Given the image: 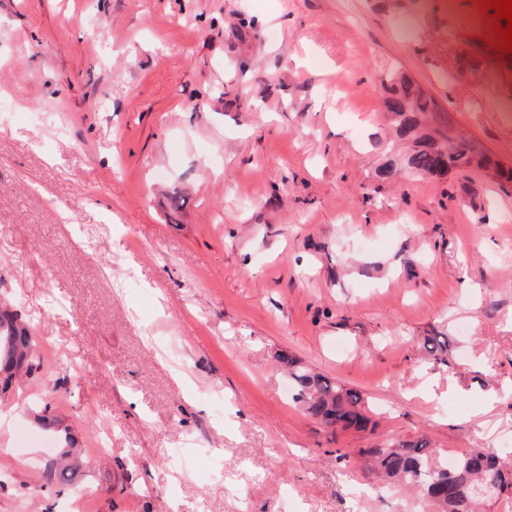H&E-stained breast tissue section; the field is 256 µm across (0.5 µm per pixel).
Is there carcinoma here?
Segmentation results:
<instances>
[{
	"mask_svg": "<svg viewBox=\"0 0 512 512\" xmlns=\"http://www.w3.org/2000/svg\"><path fill=\"white\" fill-rule=\"evenodd\" d=\"M384 107L391 114L398 137L412 144L406 166L416 175L443 177L453 170L478 168L494 170L495 178L512 182V169L493 163L466 139H447L448 150L437 145L441 134L426 121H437L435 103L404 77L392 73L383 86ZM423 347L434 360L447 363L450 341L446 336H428ZM293 384V399L306 413L336 431L360 429L368 422L362 395L328 378L311 372L296 362L287 361ZM39 369L33 319L0 304V392L5 394L20 376ZM67 449L60 459L46 466L45 484L64 488L75 479V467L68 462L73 455V440L64 437ZM337 458L360 462L367 475L400 483L418 490L434 512H480V505L512 491V466L484 448H473L448 468L436 450L424 440L398 441L337 454Z\"/></svg>",
	"mask_w": 512,
	"mask_h": 512,
	"instance_id": "obj_1",
	"label": "carcinoma"
}]
</instances>
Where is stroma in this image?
<instances>
[{"label":"stroma","mask_w":512,"mask_h":512,"mask_svg":"<svg viewBox=\"0 0 512 512\" xmlns=\"http://www.w3.org/2000/svg\"><path fill=\"white\" fill-rule=\"evenodd\" d=\"M492 28L480 0H0V300L41 364L0 396V512H429L337 449L512 462V184L380 173L393 71L512 166ZM288 356L368 427L308 416ZM65 446L69 447L61 453L60 459L46 466L43 472L45 484L64 488L71 485L75 479V467L67 461L73 455V440L70 436L64 437Z\"/></svg>","instance_id":"obj_1"}]
</instances>
